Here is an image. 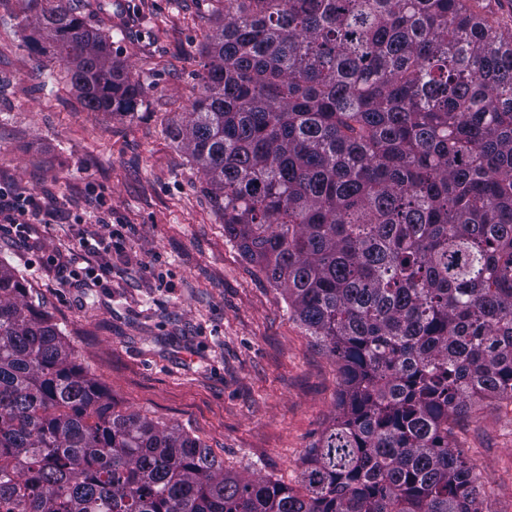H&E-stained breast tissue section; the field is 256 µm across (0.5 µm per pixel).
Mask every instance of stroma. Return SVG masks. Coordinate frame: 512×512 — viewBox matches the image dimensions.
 Instances as JSON below:
<instances>
[{
  "mask_svg": "<svg viewBox=\"0 0 512 512\" xmlns=\"http://www.w3.org/2000/svg\"><path fill=\"white\" fill-rule=\"evenodd\" d=\"M83 2L144 104L125 116L85 111L28 41L46 0H0V182L56 202L29 241L0 237V259L117 410L183 428L225 471L296 484L337 411L340 376L285 292L226 241L174 137L200 93L211 0ZM100 222L126 237L111 282L86 273L61 287V263ZM34 253L59 262L30 265ZM456 440L485 512H512V408L473 406Z\"/></svg>",
  "mask_w": 512,
  "mask_h": 512,
  "instance_id": "obj_1",
  "label": "stroma"
}]
</instances>
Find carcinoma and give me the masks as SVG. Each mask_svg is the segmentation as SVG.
<instances>
[{"label":"carcinoma","instance_id":"1","mask_svg":"<svg viewBox=\"0 0 512 512\" xmlns=\"http://www.w3.org/2000/svg\"><path fill=\"white\" fill-rule=\"evenodd\" d=\"M177 138L224 238L338 365L300 487L115 410L0 260V512H483L454 444L512 404V35L477 0H218ZM88 112L139 82L68 0L42 14Z\"/></svg>","mask_w":512,"mask_h":512}]
</instances>
